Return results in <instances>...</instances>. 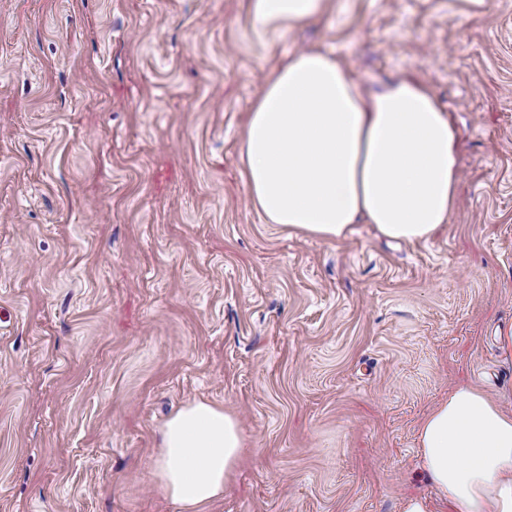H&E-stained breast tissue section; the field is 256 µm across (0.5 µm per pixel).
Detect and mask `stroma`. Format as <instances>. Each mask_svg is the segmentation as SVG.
Wrapping results in <instances>:
<instances>
[{"mask_svg":"<svg viewBox=\"0 0 512 512\" xmlns=\"http://www.w3.org/2000/svg\"><path fill=\"white\" fill-rule=\"evenodd\" d=\"M426 84L459 202L426 241L286 233L248 197L249 112L288 54ZM512 0H0V512H180L160 430L222 406L245 449L204 512H401L457 383L512 411ZM328 0H249L253 24L265 32L290 31L324 14Z\"/></svg>","mask_w":512,"mask_h":512,"instance_id":"stroma-1","label":"stroma"}]
</instances>
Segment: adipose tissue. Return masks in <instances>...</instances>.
<instances>
[{
	"mask_svg": "<svg viewBox=\"0 0 512 512\" xmlns=\"http://www.w3.org/2000/svg\"><path fill=\"white\" fill-rule=\"evenodd\" d=\"M328 0H249L253 24L292 30ZM242 177L255 208L286 230L341 240L359 221L398 241L430 238L458 205V145L422 83L364 90L336 56L293 53L267 78L248 119ZM420 466L446 512H512V412L455 385L420 422ZM158 486L182 512L223 498L244 448L237 419L194 401L160 432Z\"/></svg>",
	"mask_w": 512,
	"mask_h": 512,
	"instance_id": "adipose-tissue-1",
	"label": "adipose tissue"
}]
</instances>
